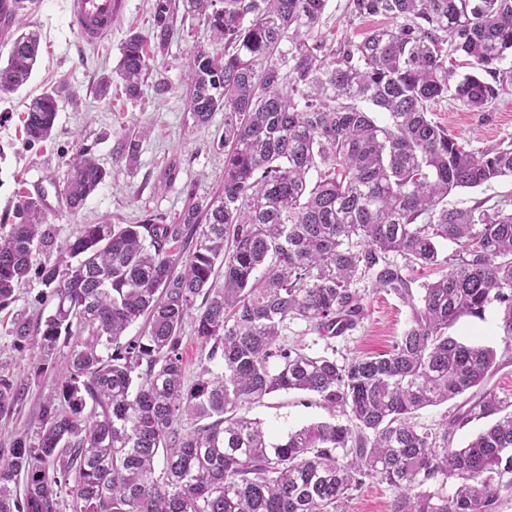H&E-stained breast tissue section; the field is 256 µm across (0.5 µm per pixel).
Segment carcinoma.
I'll use <instances>...</instances> for the list:
<instances>
[{
  "label": "carcinoma",
  "instance_id": "1",
  "mask_svg": "<svg viewBox=\"0 0 512 512\" xmlns=\"http://www.w3.org/2000/svg\"><path fill=\"white\" fill-rule=\"evenodd\" d=\"M172 2L154 3L156 54L170 38ZM326 6L184 0L224 41L222 54L194 48L185 72L194 122L224 112L222 189L189 194L174 224H84L41 267L54 311L37 323L17 318L13 335L32 342L40 363L61 340L68 353L35 429L0 448V512H61L63 490L71 512H346L351 490L368 480L394 490L391 512H498L512 491V412L484 389L497 353L449 334L461 317L494 307L512 343V210L446 202L512 177V142L466 150L428 117L446 98L471 111L497 98L484 75L499 79L512 52V0H348L349 19L389 24L335 45L313 36ZM40 41L32 30L15 37L0 97L30 80ZM147 46L134 33L122 48L118 75L130 98L141 94ZM459 55L470 72L456 81ZM370 105L388 121L378 123ZM57 111L53 90L30 99L29 142L50 138ZM147 136L123 133L117 160L135 161ZM106 177L82 151L67 172L70 211ZM56 233L40 195L20 196L5 215L0 309ZM442 241L461 247L451 262ZM393 255L442 274L415 293ZM360 279L410 308L389 350L340 362L285 343L290 322L327 338L361 324ZM188 318L208 348L189 388L180 352ZM140 319L138 335L123 340ZM217 358L222 372L209 366ZM29 388L1 378L0 414L19 409ZM472 389L479 397L456 421L490 422L467 446L415 421ZM281 390L312 393L347 423L272 436L241 414ZM185 416L211 422L182 435Z\"/></svg>",
  "mask_w": 512,
  "mask_h": 512
}]
</instances>
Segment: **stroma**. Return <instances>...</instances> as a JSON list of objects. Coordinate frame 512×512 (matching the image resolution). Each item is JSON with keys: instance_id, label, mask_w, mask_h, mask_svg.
Masks as SVG:
<instances>
[{"instance_id": "1", "label": "stroma", "mask_w": 512, "mask_h": 512, "mask_svg": "<svg viewBox=\"0 0 512 512\" xmlns=\"http://www.w3.org/2000/svg\"><path fill=\"white\" fill-rule=\"evenodd\" d=\"M20 17L41 35V55L29 82L17 93L0 99V216L13 211L22 193L43 194L57 241L76 233L81 225L109 222L137 224L153 216L172 223L184 208L189 193L211 196L224 172V152L217 143L224 131L223 113L210 123L195 126L186 109V85L182 80L188 58L197 44L223 50V42L195 20L175 17L173 33L163 55L150 62L142 94L127 99L120 81H113L112 96H97L99 78L112 71L120 48L130 32L151 36L154 0H124L111 35L94 47L80 45L68 23L67 0H25ZM347 0H328L319 32L339 41L367 28L383 24V17L348 20ZM165 91H156L158 80ZM59 92L58 116L50 140L28 144L23 131L25 105L43 91ZM465 149H480L512 139V80L505 81L497 99L484 112H473L442 101L430 114ZM143 127L149 132L135 162L114 161L113 154L125 129ZM90 150L108 177L78 212L65 202V181L70 164L80 149ZM55 301L41 283L38 270L7 308L0 311V376L28 378L31 392L20 412L0 418V446L9 444L11 432L36 426L42 397L57 388L54 369H38L30 359L31 345L17 341L12 321L22 315L46 318ZM366 315L356 329L327 339L308 331L303 322L290 323L285 338L289 345L310 355H332L344 360L389 349L410 318L409 307L395 294L366 288ZM468 343L494 347L499 368L487 386L512 409V355L505 353L500 317L487 310L484 319L461 317L451 330ZM249 417L279 431L317 421L346 423L333 414L319 397L298 391H278L250 405Z\"/></svg>"}]
</instances>
